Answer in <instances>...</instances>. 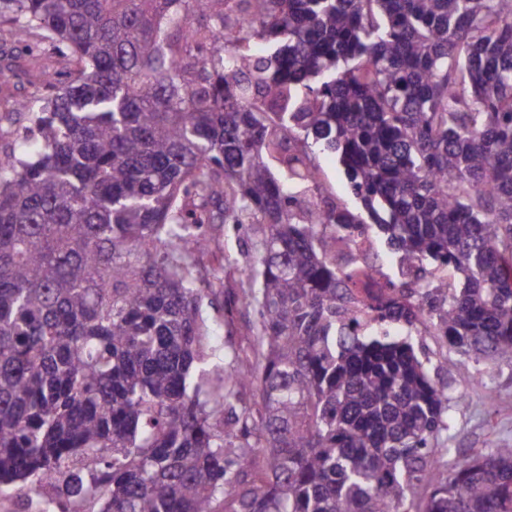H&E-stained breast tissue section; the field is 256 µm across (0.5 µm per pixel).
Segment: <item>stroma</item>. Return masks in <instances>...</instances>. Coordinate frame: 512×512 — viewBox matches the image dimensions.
<instances>
[{"instance_id":"35a3bbf8","label":"stroma","mask_w":512,"mask_h":512,"mask_svg":"<svg viewBox=\"0 0 512 512\" xmlns=\"http://www.w3.org/2000/svg\"><path fill=\"white\" fill-rule=\"evenodd\" d=\"M33 42L29 36L11 45L14 74L8 81L0 82V113L10 111L18 101L29 96L43 70L52 69L61 74L67 70L63 57L30 51ZM316 159L321 169L322 196L340 200L354 212H361V203L350 193L336 156L320 153ZM213 235L212 249L198 258L203 311L213 342L227 356L248 355L252 352L253 339L247 336L246 326L252 322L253 314L240 302L245 280L239 275L219 280L213 270L222 256L242 266L255 261L254 232L219 224ZM413 343L419 357L427 362L431 377L448 393V463L461 464L477 452L512 446V361L481 362V384L467 387L451 367L453 361L459 360V353L437 331L427 330L414 337Z\"/></svg>"}]
</instances>
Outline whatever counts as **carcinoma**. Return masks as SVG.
<instances>
[{
    "instance_id": "obj_1",
    "label": "carcinoma",
    "mask_w": 512,
    "mask_h": 512,
    "mask_svg": "<svg viewBox=\"0 0 512 512\" xmlns=\"http://www.w3.org/2000/svg\"><path fill=\"white\" fill-rule=\"evenodd\" d=\"M0 26L72 64L0 116L1 494L512 512L511 446L439 469L448 394L400 338L425 312L512 358V0H0ZM315 147L396 257L369 302ZM230 222L262 225L257 266L220 262L258 314L234 370L197 288Z\"/></svg>"
}]
</instances>
